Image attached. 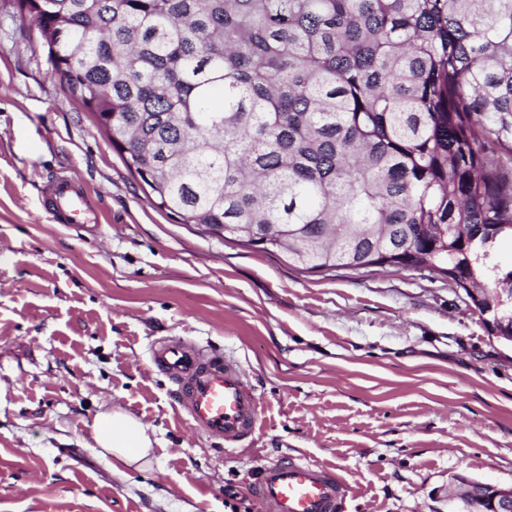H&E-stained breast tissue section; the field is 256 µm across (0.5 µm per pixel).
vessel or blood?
I'll use <instances>...</instances> for the list:
<instances>
[{"instance_id": "obj_1", "label": "vessel or blood", "mask_w": 512, "mask_h": 512, "mask_svg": "<svg viewBox=\"0 0 512 512\" xmlns=\"http://www.w3.org/2000/svg\"><path fill=\"white\" fill-rule=\"evenodd\" d=\"M42 194L45 208L56 223L97 229L98 219L79 179L63 177L48 182ZM150 362L172 380V393L194 430L222 440L228 448L254 434L260 420L259 405L237 361L167 339L152 348ZM254 491L268 512H337L343 484L331 471L291 459L264 468Z\"/></svg>"}]
</instances>
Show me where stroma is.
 Instances as JSON below:
<instances>
[{
	"label": "stroma",
	"instance_id": "obj_1",
	"mask_svg": "<svg viewBox=\"0 0 512 512\" xmlns=\"http://www.w3.org/2000/svg\"><path fill=\"white\" fill-rule=\"evenodd\" d=\"M72 174L98 235L41 204ZM170 337L245 369L260 428L240 448L151 367ZM115 404L153 430L149 470L96 448ZM290 458L344 478L342 512H456V474L512 487V345L440 276L306 273L155 208L0 0V512H266L254 484Z\"/></svg>",
	"mask_w": 512,
	"mask_h": 512
}]
</instances>
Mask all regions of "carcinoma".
<instances>
[{
  "label": "carcinoma",
  "instance_id": "1",
  "mask_svg": "<svg viewBox=\"0 0 512 512\" xmlns=\"http://www.w3.org/2000/svg\"><path fill=\"white\" fill-rule=\"evenodd\" d=\"M154 205L309 272L489 295L512 237V0H17Z\"/></svg>",
  "mask_w": 512,
  "mask_h": 512
}]
</instances>
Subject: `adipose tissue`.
<instances>
[{
	"label": "adipose tissue",
	"mask_w": 512,
	"mask_h": 512,
	"mask_svg": "<svg viewBox=\"0 0 512 512\" xmlns=\"http://www.w3.org/2000/svg\"><path fill=\"white\" fill-rule=\"evenodd\" d=\"M92 433L99 448L119 457L126 466L139 471L151 466L153 439L149 427L124 408L115 406L99 413Z\"/></svg>",
	"instance_id": "obj_1"
}]
</instances>
